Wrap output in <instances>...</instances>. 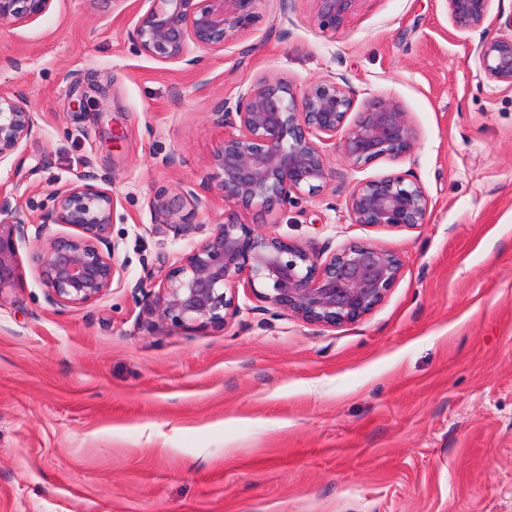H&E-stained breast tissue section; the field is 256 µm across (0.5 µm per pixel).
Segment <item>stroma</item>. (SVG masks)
Listing matches in <instances>:
<instances>
[{
  "instance_id": "stroma-1",
  "label": "stroma",
  "mask_w": 512,
  "mask_h": 512,
  "mask_svg": "<svg viewBox=\"0 0 512 512\" xmlns=\"http://www.w3.org/2000/svg\"><path fill=\"white\" fill-rule=\"evenodd\" d=\"M147 0H53L0 28V89L36 114L0 166V210L32 224L53 189L94 173L116 198L111 288L50 303L19 244L0 294V512H512V88L476 55L499 27L461 33L444 0H357L322 31L311 0H256L250 23L187 70L141 55ZM260 74L302 88L346 78L357 103L396 99L413 155L330 157L321 194L241 210L320 250L364 240L401 256L384 300L330 328L267 311L238 288L221 330L150 326L160 274L222 221L210 122ZM415 176L419 231L352 223L363 180ZM193 189L197 229L156 226L160 188Z\"/></svg>"
}]
</instances>
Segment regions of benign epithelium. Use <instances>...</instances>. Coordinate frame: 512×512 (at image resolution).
<instances>
[{
    "label": "benign epithelium",
    "instance_id": "7a95c632",
    "mask_svg": "<svg viewBox=\"0 0 512 512\" xmlns=\"http://www.w3.org/2000/svg\"><path fill=\"white\" fill-rule=\"evenodd\" d=\"M53 0H0V27L16 26L44 15ZM130 39L137 51L161 63L198 67V49L224 45L253 14L256 0H149ZM319 25L340 29L357 0H311ZM448 18L459 32L482 27L492 0H445ZM477 55L486 78L512 87V34L484 39ZM356 92L343 78L324 79L303 89L258 75L234 101L222 100L211 122L223 138L207 160L214 190L229 206L224 221L192 250L168 266L145 311L157 325L181 330L222 329L236 317L238 285L259 301L310 325L339 328L369 315L384 299L402 270L400 257L362 240H351L324 254L261 231L239 220L237 208L261 204L284 207L324 192L332 171L329 153L339 152L354 166L412 154L419 132L402 105L375 95L346 120ZM35 113L19 95L0 89V164L31 136ZM343 136H338L339 132ZM55 208L48 220L75 230L37 244L31 255L48 300L79 307L112 287L116 264L110 230L116 201L91 174L53 190ZM201 200L194 190L155 191L149 209L155 224L189 230L183 211ZM432 201L423 185L407 174L365 180L352 191L346 208L354 224L420 230L430 223ZM28 223L18 216L0 218V295L16 285L18 242L28 238Z\"/></svg>",
    "mask_w": 512,
    "mask_h": 512
}]
</instances>
